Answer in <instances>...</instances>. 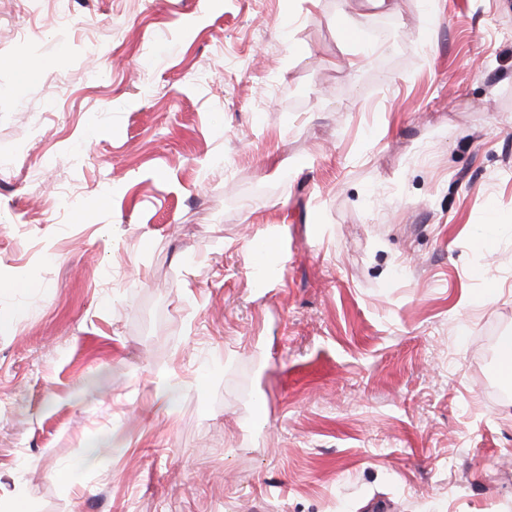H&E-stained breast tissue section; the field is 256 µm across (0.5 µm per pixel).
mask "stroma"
I'll list each match as a JSON object with an SVG mask.
<instances>
[{
  "instance_id": "stroma-1",
  "label": "stroma",
  "mask_w": 512,
  "mask_h": 512,
  "mask_svg": "<svg viewBox=\"0 0 512 512\" xmlns=\"http://www.w3.org/2000/svg\"><path fill=\"white\" fill-rule=\"evenodd\" d=\"M71 13L0 0V496L512 512V0Z\"/></svg>"
}]
</instances>
